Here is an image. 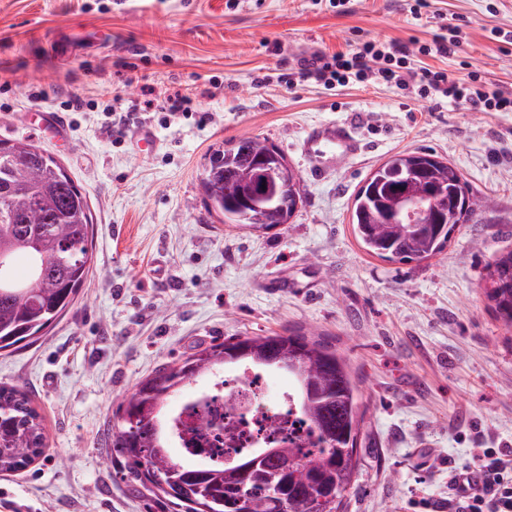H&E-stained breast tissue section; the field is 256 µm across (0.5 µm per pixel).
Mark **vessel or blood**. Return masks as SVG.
<instances>
[{
    "mask_svg": "<svg viewBox=\"0 0 512 512\" xmlns=\"http://www.w3.org/2000/svg\"><path fill=\"white\" fill-rule=\"evenodd\" d=\"M360 143L352 128L334 122L319 123L308 129L302 151L315 174L332 170L340 158L358 153Z\"/></svg>",
    "mask_w": 512,
    "mask_h": 512,
    "instance_id": "obj_1",
    "label": "vessel or blood"
}]
</instances>
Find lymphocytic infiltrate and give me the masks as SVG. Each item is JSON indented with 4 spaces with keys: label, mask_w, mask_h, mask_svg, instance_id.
<instances>
[{
    "label": "lymphocytic infiltrate",
    "mask_w": 512,
    "mask_h": 512,
    "mask_svg": "<svg viewBox=\"0 0 512 512\" xmlns=\"http://www.w3.org/2000/svg\"><path fill=\"white\" fill-rule=\"evenodd\" d=\"M460 47L456 38L436 37L411 50L399 40L367 41L352 51L316 59L298 71L283 75L287 89L312 82L342 89L380 81L414 93L416 97L477 112H512V93L487 92L472 77H449L447 71L427 67L426 57H448ZM479 471L482 485L459 500L454 512H512V459L487 448Z\"/></svg>",
    "instance_id": "obj_1"
}]
</instances>
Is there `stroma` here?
<instances>
[{"instance_id":"35a3bbf8","label":"stroma","mask_w":512,"mask_h":512,"mask_svg":"<svg viewBox=\"0 0 512 512\" xmlns=\"http://www.w3.org/2000/svg\"><path fill=\"white\" fill-rule=\"evenodd\" d=\"M410 0H0V138L28 137L87 194L94 265L73 307L37 342L0 353V385L24 386L48 450L0 473V512H175L110 461L120 398L165 363L239 333H322L347 358L367 408L344 512H448L449 473L483 449L512 451V327L484 294L512 249V112L435 108L383 84L288 91L278 76L367 40L431 42ZM464 36L430 64L512 93V0H433ZM266 84H258L260 76ZM191 97L167 116L168 95ZM78 96L79 111L61 104ZM147 112L155 151L103 110ZM63 112L69 135L32 130ZM352 127L358 154L314 176L306 130ZM269 138L299 170L288 224H221L199 173L215 143ZM429 149L493 200L446 250L402 264L367 254L350 224L370 171Z\"/></svg>"}]
</instances>
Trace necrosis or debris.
I'll return each mask as SVG.
<instances>
[{
    "label": "necrosis or debris",
    "instance_id": "obj_1",
    "mask_svg": "<svg viewBox=\"0 0 512 512\" xmlns=\"http://www.w3.org/2000/svg\"><path fill=\"white\" fill-rule=\"evenodd\" d=\"M165 424L181 462L209 467L255 448H313L318 443L293 384L272 387L265 368L245 364L214 371L203 388L178 394Z\"/></svg>",
    "mask_w": 512,
    "mask_h": 512
}]
</instances>
